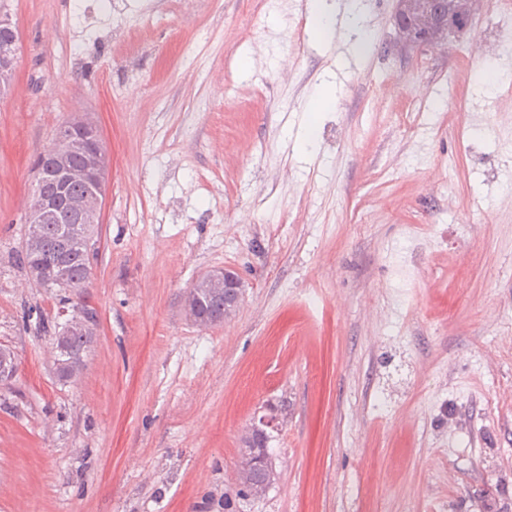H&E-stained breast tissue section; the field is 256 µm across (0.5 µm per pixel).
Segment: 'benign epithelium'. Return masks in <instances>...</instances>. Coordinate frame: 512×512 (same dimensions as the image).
<instances>
[{
	"label": "benign epithelium",
	"instance_id": "7a95c632",
	"mask_svg": "<svg viewBox=\"0 0 512 512\" xmlns=\"http://www.w3.org/2000/svg\"><path fill=\"white\" fill-rule=\"evenodd\" d=\"M394 24L398 41L404 46H435L448 37L461 33L473 21L474 0H454V10L460 23L448 22L438 8V0H394ZM18 44L14 41L0 45V92L13 82L15 56ZM101 141L96 121L86 113H76L65 123L62 132L41 153L35 170V190L31 195L29 236L36 239L38 226L52 223L58 212L66 209L76 219L94 212H101L108 190L109 160L105 148L97 147ZM86 149L83 165L74 166L69 161L68 150ZM82 183L87 193L82 198L70 195L69 188ZM207 288L224 289V318L238 307L245 288L236 270L226 267L208 272ZM16 365L14 352L0 346V380L13 375Z\"/></svg>",
	"mask_w": 512,
	"mask_h": 512
}]
</instances>
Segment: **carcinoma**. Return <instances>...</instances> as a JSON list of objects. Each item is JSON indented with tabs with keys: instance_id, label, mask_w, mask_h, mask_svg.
<instances>
[{
	"instance_id": "cac0c4a2",
	"label": "carcinoma",
	"mask_w": 512,
	"mask_h": 512,
	"mask_svg": "<svg viewBox=\"0 0 512 512\" xmlns=\"http://www.w3.org/2000/svg\"><path fill=\"white\" fill-rule=\"evenodd\" d=\"M64 224L73 226L75 235L79 236L83 243H78L67 251H62L59 245V228ZM97 225L78 224L73 216L62 211L58 213L57 221L53 224L39 226L38 238L35 243L24 241L20 252L16 256L18 265L24 271L36 268L38 265L45 267L58 263L64 265V280L61 284H47L42 280L36 281L40 288L56 292L62 305H71L90 315V319L96 318V312L90 308L82 295V289L89 282L92 266L84 249V242L95 240ZM209 289L200 287L196 283L189 289L187 305L192 307L200 305L199 316L195 322L200 325L213 326L221 323L220 317L224 316V297H207ZM42 329L52 333L55 345V359L62 360L64 366L61 374L57 375L59 382L65 384L74 381L84 367V357L93 339V328L88 325L83 329H73L64 334L55 324H44ZM238 484L241 494L258 496L265 492L269 481L257 467L254 458L247 455L241 456V465L238 469Z\"/></svg>"
}]
</instances>
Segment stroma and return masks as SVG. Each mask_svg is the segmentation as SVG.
Here are the masks:
<instances>
[{
    "label": "stroma",
    "mask_w": 512,
    "mask_h": 512,
    "mask_svg": "<svg viewBox=\"0 0 512 512\" xmlns=\"http://www.w3.org/2000/svg\"><path fill=\"white\" fill-rule=\"evenodd\" d=\"M447 44L393 0H5L0 512H512V8ZM357 6V24L344 23ZM110 159L82 374L16 262L32 162L75 112ZM314 144H306L308 133ZM236 269L200 330L186 291ZM273 477L238 496L260 417ZM309 33L312 37L321 38L330 27V13L325 7V0L309 2ZM12 22L7 13L0 9V43L2 41H9L14 35L18 39V30L16 26L10 31ZM3 30H9L7 32ZM18 49V44L14 40L8 43H1L0 45V92L8 89L13 82L14 69H15V56ZM204 288H199L200 284L195 283L189 289L187 295V307L195 306L203 301L200 306L199 316L192 317L199 325L213 326L223 323L219 317H224V321L231 317V313L238 307L245 288L244 281L236 270L224 267L207 273ZM214 288H224V293L220 292L219 298H208L207 292H216ZM217 314V315H216Z\"/></svg>",
    "instance_id": "stroma-1"
}]
</instances>
